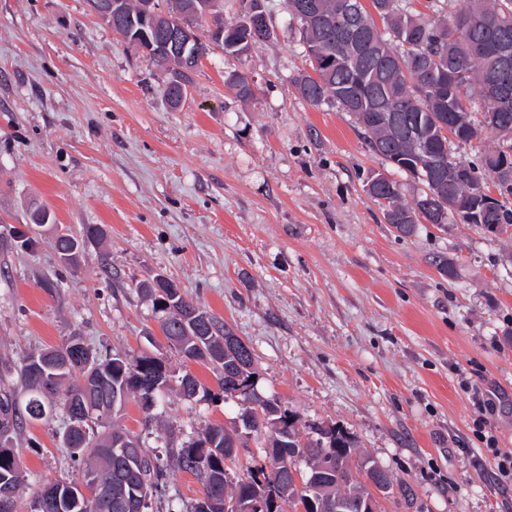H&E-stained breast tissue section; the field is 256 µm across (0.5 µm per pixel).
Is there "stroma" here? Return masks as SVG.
Listing matches in <instances>:
<instances>
[{
    "instance_id": "stroma-1",
    "label": "stroma",
    "mask_w": 512,
    "mask_h": 512,
    "mask_svg": "<svg viewBox=\"0 0 512 512\" xmlns=\"http://www.w3.org/2000/svg\"><path fill=\"white\" fill-rule=\"evenodd\" d=\"M266 3L273 38L238 58L209 53L174 106L169 71L88 0H0V380L18 387L22 357L75 336L180 369L135 288L162 274L250 346L258 391L299 416L302 439L341 427L413 488L412 502L384 499L380 512H512L468 392L492 395L487 419L512 453V238L456 219L409 235L387 224L367 177L408 195L412 181L369 150L352 114L300 96L298 24L286 0ZM235 71L253 77L254 99L230 89ZM38 208L46 227L33 225ZM54 224L106 236L70 266ZM238 414L233 401L172 391L152 424L133 401L118 424L164 454ZM63 427L18 432L19 512L43 482L80 479ZM200 489L169 469L148 512H189Z\"/></svg>"
}]
</instances>
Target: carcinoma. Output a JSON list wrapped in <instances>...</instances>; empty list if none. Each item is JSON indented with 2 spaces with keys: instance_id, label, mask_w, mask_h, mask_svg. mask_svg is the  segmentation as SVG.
Returning <instances> with one entry per match:
<instances>
[{
  "instance_id": "cac0c4a2",
  "label": "carcinoma",
  "mask_w": 512,
  "mask_h": 512,
  "mask_svg": "<svg viewBox=\"0 0 512 512\" xmlns=\"http://www.w3.org/2000/svg\"><path fill=\"white\" fill-rule=\"evenodd\" d=\"M202 0H172L167 16L142 32L139 0H129L119 24L129 39L167 40L185 10L197 5L196 32L207 27ZM339 0H288L291 18L299 24L312 73L295 80L299 94L317 106L334 102L351 113L363 129L368 147L388 163L425 185L407 201L397 182L372 177L366 193L384 209L402 217L398 230L412 233L421 220L435 221L424 208L428 193L451 199L467 194L468 185L450 167L463 172L490 171L499 194L512 196V0H432L434 17L414 14L406 0H370L366 8L348 12ZM243 18L218 23L224 29L219 47L237 57L249 50V42L264 40L247 31ZM198 59L186 70H170L175 83H192L191 73L200 59L212 51L209 42L197 39ZM479 108L480 124L498 136L499 147L485 150L480 164L455 156L452 146L478 137L471 119ZM443 164L440 185L422 178L420 163ZM479 223L512 227V208L505 202L479 206ZM105 231L89 225L78 233L55 231L54 245L63 261L78 262L87 243H99ZM151 302L160 329L170 346L185 361L207 366L217 389L202 383L189 371L177 376L167 360L157 355L130 358L118 353L98 354L74 338L57 348L29 355L17 365L16 374L25 398L0 385V492L10 494V512H18L24 493V476L16 434L25 425L61 415L62 439L76 461L86 462L81 482H45L52 492H39L31 512H146L150 497L165 492L170 468L194 474L201 495L188 512H226L225 503L247 504L262 499L267 512H283L282 503L307 506V512H359V506L376 501L375 493L354 480L355 440L334 426L319 427L318 438L298 439L299 418L270 398L263 416L253 424L208 426L199 437L166 457L150 454L139 437L116 427L126 403L139 399L145 421L155 416L161 398L171 390L184 397L211 402L229 397L256 401L253 356L242 340L224 348L228 327L201 304L186 298L179 285L168 281L156 288L149 281L136 284ZM260 440L264 457L275 471L266 473L248 464L237 478H230L239 463L242 436ZM135 445L134 456L114 450L122 440ZM304 462L307 473L301 486L294 485L290 467ZM277 495H272V491Z\"/></svg>"
}]
</instances>
